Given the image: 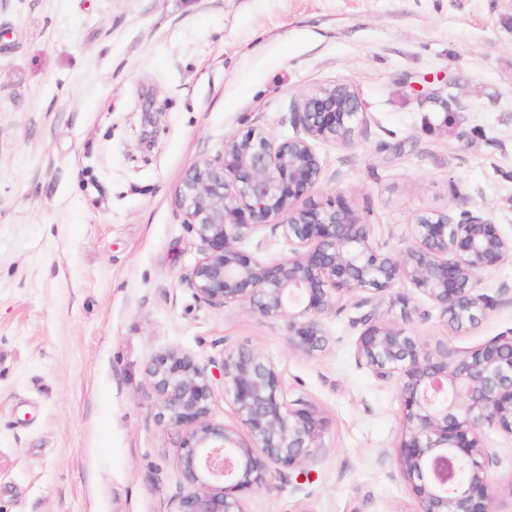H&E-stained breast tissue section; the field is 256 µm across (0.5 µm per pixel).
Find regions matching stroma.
Returning a JSON list of instances; mask_svg holds the SVG:
<instances>
[{"mask_svg":"<svg viewBox=\"0 0 512 512\" xmlns=\"http://www.w3.org/2000/svg\"><path fill=\"white\" fill-rule=\"evenodd\" d=\"M336 83L367 123L316 143L301 205L343 196L398 252L457 190L512 236V0H0V512H169L179 437L144 368L169 349L211 367L241 345L325 421L308 477L243 491L247 512H415L402 378L355 359L362 292L307 354L284 322L186 282V170L251 128L292 135L294 105ZM481 280L498 304L459 335L421 296L410 319L380 312L453 360L512 331V259ZM482 435L493 512H512V436Z\"/></svg>","mask_w":512,"mask_h":512,"instance_id":"obj_1","label":"stroma"}]
</instances>
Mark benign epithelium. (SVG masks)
Returning <instances> with one entry per match:
<instances>
[{"label":"benign epithelium","mask_w":512,"mask_h":512,"mask_svg":"<svg viewBox=\"0 0 512 512\" xmlns=\"http://www.w3.org/2000/svg\"><path fill=\"white\" fill-rule=\"evenodd\" d=\"M365 123L353 86L337 83L294 107V136L280 140L250 129L185 172L177 203L199 240L188 284L200 301L236 303L282 320L288 341L306 353L324 347V319L355 290L382 292L406 282L441 309L454 334L497 304L478 292L480 274L512 257V238L469 208L456 189V208L419 214L398 254L375 243L372 225L340 196L298 205L320 179L314 143L346 140ZM267 230L280 233L288 255L269 262L240 248ZM362 305L369 310L352 320L360 327L358 363L381 380L402 375L398 463L413 484L417 512H492L489 469L497 459L481 428L488 424L512 436V334L450 365L432 360L385 320L378 300L368 297ZM391 305L406 318L418 311L405 293ZM145 376L157 396L158 422L180 434L176 465L185 491L171 512H247L240 492L271 489L282 468L303 474L320 454L323 418L308 405L286 403L276 364L250 347L224 355L215 375L193 356L167 350L147 363ZM215 377L251 444H239L212 419Z\"/></svg>","instance_id":"1"}]
</instances>
